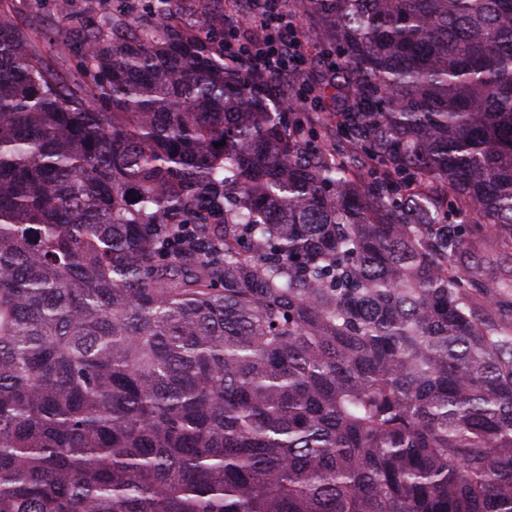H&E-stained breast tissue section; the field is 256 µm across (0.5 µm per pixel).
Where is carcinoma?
Here are the masks:
<instances>
[{"label":"carcinoma","instance_id":"carcinoma-1","mask_svg":"<svg viewBox=\"0 0 512 512\" xmlns=\"http://www.w3.org/2000/svg\"><path fill=\"white\" fill-rule=\"evenodd\" d=\"M12 2L0 512H512V0H292L330 144L205 12L61 0L69 84ZM147 0H112V1H91L72 0L70 10L82 14L89 20L98 19L103 8L115 14H125L131 17L143 16L147 11ZM290 16L296 25L297 35L304 47V50H302L303 59L300 62L290 64L288 72L284 70L281 77L288 78L292 66L305 61L306 64L303 66L305 73L308 74L310 81L315 82L319 79L321 71L324 69L322 60L325 52L328 50V46L320 42L307 20L301 19L299 15L292 14ZM470 260L483 263L486 267V273L489 279L496 280L500 277L508 276L512 273V253L511 252H493L487 253L483 248L476 246L472 248Z\"/></svg>","mask_w":512,"mask_h":512}]
</instances>
